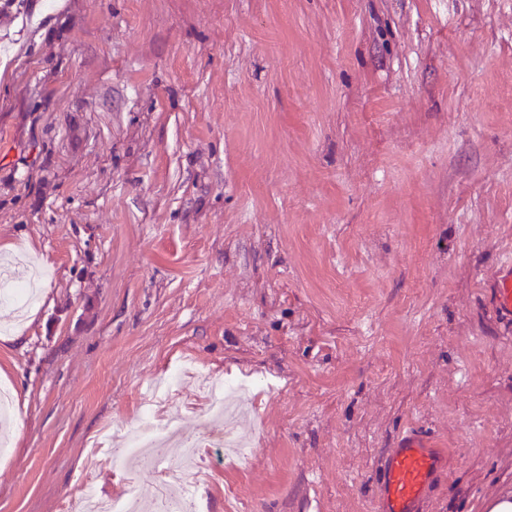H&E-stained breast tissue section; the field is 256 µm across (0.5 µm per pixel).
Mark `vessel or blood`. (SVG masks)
I'll return each instance as SVG.
<instances>
[{"label":"vessel or blood","mask_w":512,"mask_h":512,"mask_svg":"<svg viewBox=\"0 0 512 512\" xmlns=\"http://www.w3.org/2000/svg\"><path fill=\"white\" fill-rule=\"evenodd\" d=\"M496 313L512 321V251L502 253L492 280ZM445 457L436 443L417 430L403 433L379 466L376 512H420L421 503L442 471Z\"/></svg>","instance_id":"vessel-or-blood-1"}]
</instances>
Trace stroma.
Segmentation results:
<instances>
[{
	"label": "stroma",
	"mask_w": 512,
	"mask_h": 512,
	"mask_svg": "<svg viewBox=\"0 0 512 512\" xmlns=\"http://www.w3.org/2000/svg\"><path fill=\"white\" fill-rule=\"evenodd\" d=\"M512 0H14L0 10V512H56L184 359L260 380L199 512H374L410 426L422 512L512 489ZM492 301L495 312L512 321V251L502 253L492 280ZM438 445L409 429L380 460L377 512H420L421 503L442 471L445 457Z\"/></svg>",
	"instance_id": "obj_1"
}]
</instances>
